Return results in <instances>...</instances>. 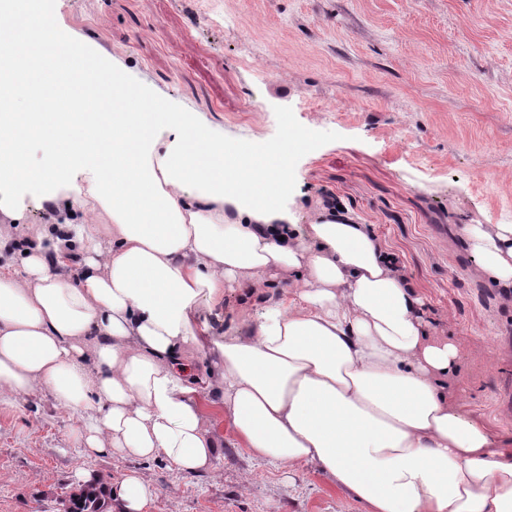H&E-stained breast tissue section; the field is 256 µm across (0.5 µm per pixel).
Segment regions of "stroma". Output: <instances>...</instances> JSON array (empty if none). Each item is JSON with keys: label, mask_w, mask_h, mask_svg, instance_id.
Instances as JSON below:
<instances>
[{"label": "stroma", "mask_w": 512, "mask_h": 512, "mask_svg": "<svg viewBox=\"0 0 512 512\" xmlns=\"http://www.w3.org/2000/svg\"><path fill=\"white\" fill-rule=\"evenodd\" d=\"M56 35L205 125L227 146L269 151L284 129L282 205L294 223L342 212L398 259L438 335L462 360L456 403L512 448V299L468 251L467 224H512V0H43ZM9 245L106 216L8 193ZM73 415L46 391L0 408V512H59L85 468L157 486L146 512H363L316 465L291 477L234 445L212 472L164 458H87Z\"/></svg>", "instance_id": "stroma-1"}]
</instances>
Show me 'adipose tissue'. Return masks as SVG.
<instances>
[{
	"label": "adipose tissue",
	"instance_id": "1",
	"mask_svg": "<svg viewBox=\"0 0 512 512\" xmlns=\"http://www.w3.org/2000/svg\"><path fill=\"white\" fill-rule=\"evenodd\" d=\"M24 10L0 0V193L109 221L37 236L19 259L0 249V406L47 390L87 456L200 473L220 448L203 390L252 458L316 464L365 512H512V448L456 404L460 350L368 226L325 214L279 234L287 164L269 169L257 144L226 151ZM464 235L487 282L512 291V224ZM278 277L287 297L266 291ZM228 288L259 309L247 332L209 335Z\"/></svg>",
	"mask_w": 512,
	"mask_h": 512
}]
</instances>
